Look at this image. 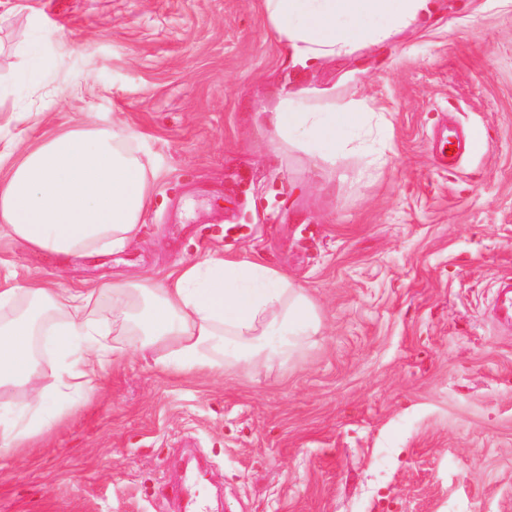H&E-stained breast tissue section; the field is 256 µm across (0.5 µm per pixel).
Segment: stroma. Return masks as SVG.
Here are the masks:
<instances>
[{
    "label": "stroma",
    "instance_id": "obj_1",
    "mask_svg": "<svg viewBox=\"0 0 512 512\" xmlns=\"http://www.w3.org/2000/svg\"><path fill=\"white\" fill-rule=\"evenodd\" d=\"M0 6V138L78 126L139 135L143 231L48 257L0 236V274L51 287L164 277L212 253L305 289L318 333L256 371H158L128 356L24 452H0V512H189L201 460L213 512H512V0H437L383 43L293 63L262 0H10ZM9 4V5H10ZM55 53L29 87L20 44ZM81 83L59 101L55 87ZM362 106L335 156L277 142L288 89ZM470 152L435 161L449 127Z\"/></svg>",
    "mask_w": 512,
    "mask_h": 512
}]
</instances>
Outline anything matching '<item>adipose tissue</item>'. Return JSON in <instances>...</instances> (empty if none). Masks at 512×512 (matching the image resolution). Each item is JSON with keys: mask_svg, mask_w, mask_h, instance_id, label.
I'll list each match as a JSON object with an SVG mask.
<instances>
[{"mask_svg": "<svg viewBox=\"0 0 512 512\" xmlns=\"http://www.w3.org/2000/svg\"><path fill=\"white\" fill-rule=\"evenodd\" d=\"M265 15L294 60L336 59L387 40L429 13L432 0H263ZM97 113L80 126L54 130L25 149L0 146V234L63 264L126 247L140 232L149 200L148 168L128 128H102ZM362 122L359 104L313 112L286 93L271 115L276 140L299 135L335 151ZM112 304V333L157 365L183 375H224L252 369L315 335L314 307L304 290L258 261L214 254L181 266L163 280L115 279L90 288H50L39 279L0 283V397L20 393L28 412L0 421V448L29 447L62 420L58 398L94 392L112 367L93 301ZM281 344H266V337ZM68 358L46 375L39 352Z\"/></svg>", "mask_w": 512, "mask_h": 512, "instance_id": "1", "label": "adipose tissue"}]
</instances>
